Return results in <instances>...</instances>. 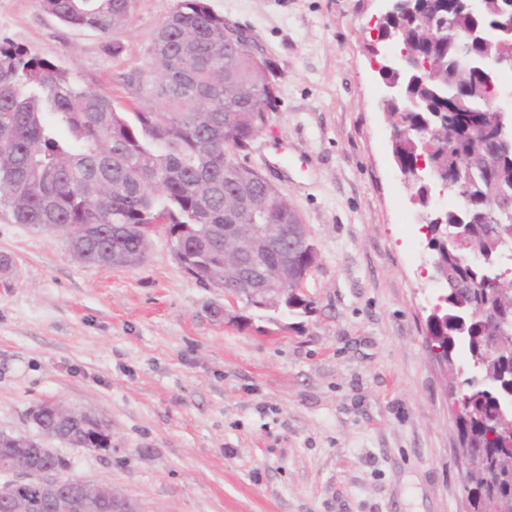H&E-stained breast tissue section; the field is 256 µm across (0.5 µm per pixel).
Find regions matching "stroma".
<instances>
[{
  "label": "stroma",
  "instance_id": "35a3bbf8",
  "mask_svg": "<svg viewBox=\"0 0 512 512\" xmlns=\"http://www.w3.org/2000/svg\"><path fill=\"white\" fill-rule=\"evenodd\" d=\"M208 3L276 68L278 107L238 159L301 214L313 309H226L161 228L143 263L92 266L0 209V430L38 437L43 401L102 416L111 452H59L140 512H464L448 371L425 339L442 290L367 50L376 0ZM175 4L135 0L112 45L0 0V43L122 104L117 75Z\"/></svg>",
  "mask_w": 512,
  "mask_h": 512
}]
</instances>
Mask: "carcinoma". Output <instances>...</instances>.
Returning <instances> with one entry per match:
<instances>
[{
    "instance_id": "carcinoma-1",
    "label": "carcinoma",
    "mask_w": 512,
    "mask_h": 512,
    "mask_svg": "<svg viewBox=\"0 0 512 512\" xmlns=\"http://www.w3.org/2000/svg\"><path fill=\"white\" fill-rule=\"evenodd\" d=\"M134 0H39L75 28L111 38ZM504 0H480L473 11L456 0H419L381 21L412 65L429 64L422 80H402V100L387 112L402 130L394 159L411 167L422 154L416 132L429 129L436 179L450 172L455 204L428 224L429 248L442 275L440 312L429 324L437 355L466 403L458 433L471 453L470 512H495L512 499V456L495 425L512 426V113L492 105V58L507 15ZM490 43L466 52L459 36L474 25ZM275 69L263 49L224 32L208 0H177L155 34L144 63L121 75L131 99H112L74 83L66 69L14 44L0 45V206L14 223L61 231L86 264H138L150 237L167 229L171 246L192 264L205 288L224 287V267L247 246L250 229L224 248V225L300 224L297 210L236 153L266 127L278 104ZM86 234L71 239L76 226ZM458 237L445 236L446 226ZM298 291L272 294L267 307L288 314L312 309L304 292L317 252L310 238L296 248Z\"/></svg>"
}]
</instances>
